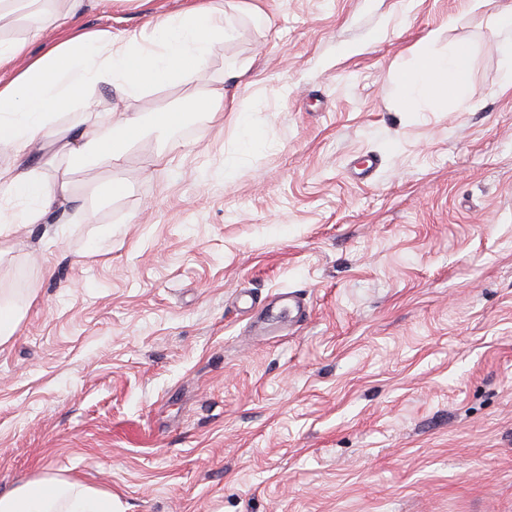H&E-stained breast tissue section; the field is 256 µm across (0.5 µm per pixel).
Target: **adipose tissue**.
Here are the masks:
<instances>
[{"label": "adipose tissue", "mask_w": 512, "mask_h": 512, "mask_svg": "<svg viewBox=\"0 0 512 512\" xmlns=\"http://www.w3.org/2000/svg\"><path fill=\"white\" fill-rule=\"evenodd\" d=\"M226 34L223 9L205 0L180 16L158 20L146 38L88 31L37 57L31 56L30 47L42 39V28L0 40V71L12 73L10 80H0V152L14 156L11 165L0 167V237L16 224L44 223L60 207L72 218L87 217L66 175L49 179L41 164L32 162L33 148L49 149L60 158L123 166L130 143L147 129L166 131L180 125L183 115L125 112L111 129L100 131L89 110L95 93L108 88L127 100L157 85L184 82L202 70L211 46ZM470 69L467 49L439 53L432 39H425L416 62L400 76L406 105L465 98ZM78 109L86 130H59L58 117ZM0 512H112V497L76 482L28 481L0 496Z\"/></svg>", "instance_id": "obj_1"}]
</instances>
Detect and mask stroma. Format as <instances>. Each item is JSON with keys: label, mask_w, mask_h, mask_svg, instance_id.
Segmentation results:
<instances>
[{"label": "stroma", "mask_w": 512, "mask_h": 512, "mask_svg": "<svg viewBox=\"0 0 512 512\" xmlns=\"http://www.w3.org/2000/svg\"><path fill=\"white\" fill-rule=\"evenodd\" d=\"M199 2L87 0L80 24L147 33ZM223 2L200 78L132 103L178 110L221 80L223 121L190 114L165 168L152 133L123 167L72 163L89 219L0 239V299L25 308L0 344V495L55 477L113 512H512V88L491 24L512 0ZM430 34L469 51L468 96L411 110L399 77ZM280 290L306 316L260 340L244 301Z\"/></svg>", "instance_id": "stroma-1"}]
</instances>
